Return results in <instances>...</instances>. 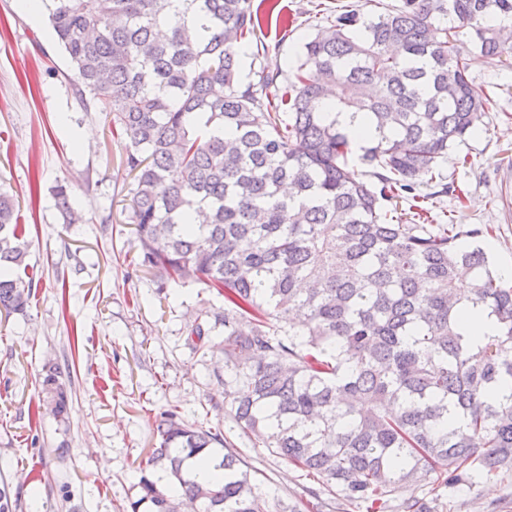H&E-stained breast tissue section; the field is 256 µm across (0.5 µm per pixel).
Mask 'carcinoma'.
I'll return each mask as SVG.
<instances>
[{
	"mask_svg": "<svg viewBox=\"0 0 512 512\" xmlns=\"http://www.w3.org/2000/svg\"><path fill=\"white\" fill-rule=\"evenodd\" d=\"M43 4L80 99L124 142L139 266L224 298L188 335L202 348L224 327V411L245 436L366 512L424 476L436 492L512 472V286L476 244L496 228L434 215L419 192H448L440 161L480 130L488 100L453 36L491 61L512 54V0L341 6L291 71L265 44L246 75L242 47L265 20L254 0ZM332 112L363 115L372 136ZM354 158L377 182L352 177ZM403 193L411 224L383 205ZM53 195L83 223L66 184ZM17 219L0 192V308L22 314L34 282ZM477 308L497 331L473 343L462 328ZM43 386L64 416L66 390L52 375ZM158 434L131 512H268L221 432L170 412Z\"/></svg>",
	"mask_w": 512,
	"mask_h": 512,
	"instance_id": "1",
	"label": "carcinoma"
}]
</instances>
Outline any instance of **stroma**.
<instances>
[{"label":"stroma","mask_w":512,"mask_h":512,"mask_svg":"<svg viewBox=\"0 0 512 512\" xmlns=\"http://www.w3.org/2000/svg\"><path fill=\"white\" fill-rule=\"evenodd\" d=\"M365 0H278L280 20L258 29L295 63L311 25L330 7ZM470 78L489 84L483 125L452 148L442 170L452 191L437 210L459 224H492L490 264L512 259V57L492 64L459 34ZM47 19L0 0V189L20 203L35 283L25 313L0 310V484L13 512H128L168 412L221 431L250 470L268 512L307 498L301 471L255 444L224 411V357L187 341L223 298L199 282L159 287L138 265L127 222L133 176L105 113L84 108ZM80 150H73L76 136ZM69 187L83 223L67 224L52 189ZM69 395L56 418L42 382ZM449 512H512V475L458 485Z\"/></svg>","instance_id":"stroma-1"}]
</instances>
